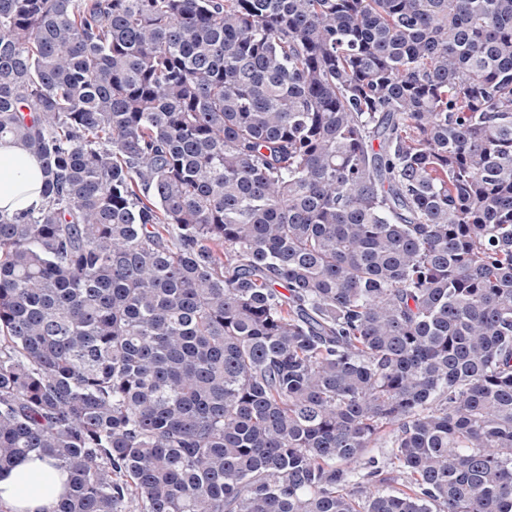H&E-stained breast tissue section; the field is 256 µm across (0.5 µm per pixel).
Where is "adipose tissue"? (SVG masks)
Listing matches in <instances>:
<instances>
[{"label":"adipose tissue","instance_id":"ef3b65f1","mask_svg":"<svg viewBox=\"0 0 512 512\" xmlns=\"http://www.w3.org/2000/svg\"><path fill=\"white\" fill-rule=\"evenodd\" d=\"M40 160L0 141V211L20 215L38 209L42 197ZM68 476L48 459L28 458L0 471V506L7 512H49L65 491Z\"/></svg>","mask_w":512,"mask_h":512}]
</instances>
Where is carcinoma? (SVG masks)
Here are the masks:
<instances>
[{
  "instance_id": "carcinoma-1",
  "label": "carcinoma",
  "mask_w": 512,
  "mask_h": 512,
  "mask_svg": "<svg viewBox=\"0 0 512 512\" xmlns=\"http://www.w3.org/2000/svg\"><path fill=\"white\" fill-rule=\"evenodd\" d=\"M2 139L50 512H512V0H0ZM40 160L10 142L0 141V211L21 215L38 209L42 197Z\"/></svg>"
}]
</instances>
